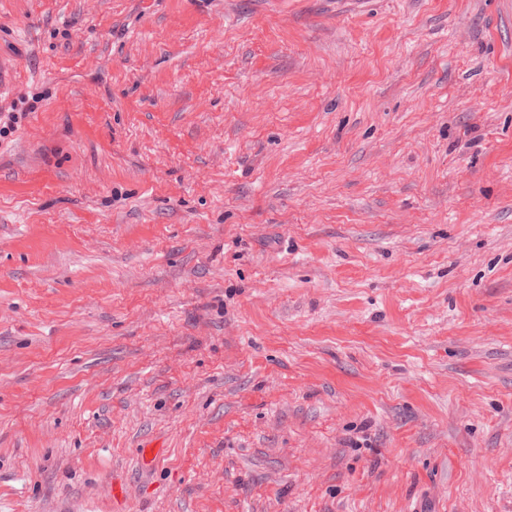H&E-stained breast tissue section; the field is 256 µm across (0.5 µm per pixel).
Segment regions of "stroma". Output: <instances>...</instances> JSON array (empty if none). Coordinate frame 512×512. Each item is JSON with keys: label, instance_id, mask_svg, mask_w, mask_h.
<instances>
[{"label": "stroma", "instance_id": "stroma-1", "mask_svg": "<svg viewBox=\"0 0 512 512\" xmlns=\"http://www.w3.org/2000/svg\"><path fill=\"white\" fill-rule=\"evenodd\" d=\"M0 60V512H512V0H0Z\"/></svg>", "mask_w": 512, "mask_h": 512}]
</instances>
